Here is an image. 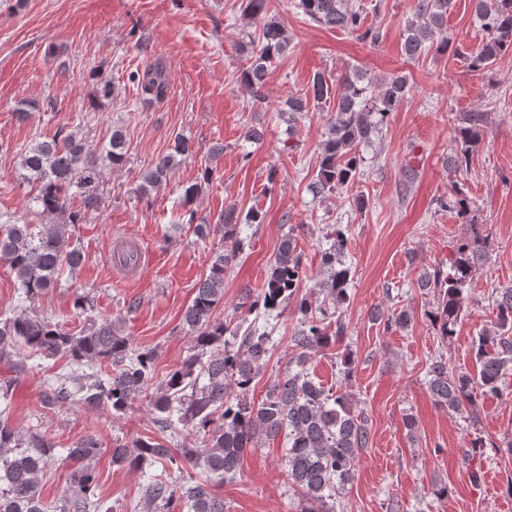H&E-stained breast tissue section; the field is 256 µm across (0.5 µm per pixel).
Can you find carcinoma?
Here are the masks:
<instances>
[{
    "label": "carcinoma",
    "mask_w": 512,
    "mask_h": 512,
    "mask_svg": "<svg viewBox=\"0 0 512 512\" xmlns=\"http://www.w3.org/2000/svg\"><path fill=\"white\" fill-rule=\"evenodd\" d=\"M269 0H242L245 19L262 22L258 40L242 45L248 53V66L241 83L256 102L265 100L264 87L273 60L288 51L284 27L268 17ZM474 15L483 33L481 42L463 51L448 40V10L451 0H418L414 18L402 33V52L411 60L431 51L453 49L473 72H486L505 54H512V0H472ZM299 8L309 20L332 29L354 34L373 44L383 39L381 30L364 26L363 10L357 0H299ZM145 103L166 98L169 81L166 67L157 62L143 70L130 72ZM409 92L408 79L397 75L381 83L358 70L332 82L322 72L309 81L304 96L287 101L288 121L319 108L336 96L334 115L329 120L319 156L318 171L310 189L323 195L354 183L364 163L360 147L372 142L387 117L398 109ZM112 78L98 73L92 103L112 98ZM485 113L467 114L455 129L448 164L454 169L468 166L481 142ZM194 145L176 136L170 151L154 166L140 174L137 192L147 195L163 185L172 170L192 157ZM129 157L126 134L112 131L101 151L90 149L77 134L59 128L49 141L34 144L23 155L24 178L36 187L33 201L40 214L64 218L54 224H0V261L15 276L22 300L28 306L0 321V360L13 363V353L25 347L34 356H66L77 365L97 362L112 368L105 376H86L76 390L60 385L48 395L50 405L64 404L81 395L90 407L106 408L120 415L147 394L155 378L154 350L133 348L117 319H102L72 333L60 323L34 312L30 304L55 287L62 266L74 270L84 254L71 246V226L82 221L78 211L69 209L73 196L81 198L85 210L96 208L104 191V170L120 168ZM213 179V169L205 168L199 180L184 189L183 203L193 202L202 186ZM440 208L454 211L472 227L473 239L460 243L448 261V271L438 269L425 278L421 287L433 289L436 305L428 312L437 335L446 340L455 335L466 309V288L484 257L485 226L469 219L472 205L459 188L437 200ZM184 223L204 236L221 232L225 249L212 260L208 273L199 283L188 305L183 325L193 336L201 355L188 357L171 369L158 383L160 393L152 396L151 408L158 431L175 433L178 425L191 427L203 436L200 448L172 450L161 443L135 439L112 448V463L130 468L143 464L165 463L181 470L188 464L205 473L203 479L164 480L152 478L145 485L144 497L150 507H167L179 502L187 512H224V500L212 491L211 481H233L239 474L244 453L258 447L261 439L285 434L288 477L304 507L301 512H337L339 494L354 477L359 452L369 440L368 419L354 414L347 395L314 382L304 369L311 353L345 339L344 324L327 322V311L339 310L348 300L350 269L342 257L347 247L345 231L338 227L322 263L328 278L323 291L324 304L315 307L302 292L305 272L295 240L288 235L279 244L268 277L262 288L247 291V316L230 327L216 313L224 304V275L229 260L250 246L241 236L240 225L260 224L256 210L247 214L229 206L218 224L195 223L194 211L183 215ZM496 311L493 329L480 333L472 342L476 373H457L448 369L441 355L428 364V386L433 400L449 411L471 414L474 393L497 395L505 371L512 368V288L494 293ZM298 314V326L291 336L298 350L296 368L275 377L264 399L250 397L255 377L267 364L274 347L268 327L260 317L278 314L288 307ZM255 315L250 321L248 316ZM22 435L0 417V512H49L41 498L39 475L50 463L52 446L39 434L28 437V449L19 450ZM99 444L91 437L68 449L67 459L78 464L71 475L69 495L60 512H90L94 501L96 474L93 461Z\"/></svg>",
    "instance_id": "cac0c4a2"
}]
</instances>
